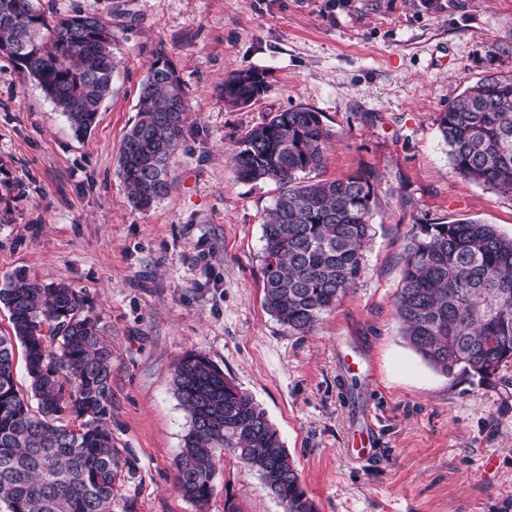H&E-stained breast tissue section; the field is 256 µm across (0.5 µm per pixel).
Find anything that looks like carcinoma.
I'll return each mask as SVG.
<instances>
[{
	"label": "carcinoma",
	"instance_id": "cac0c4a2",
	"mask_svg": "<svg viewBox=\"0 0 512 512\" xmlns=\"http://www.w3.org/2000/svg\"><path fill=\"white\" fill-rule=\"evenodd\" d=\"M0 53L40 87L78 137L95 127L111 93L112 33L98 17L46 13L37 0H0ZM268 85L224 82V102L246 105ZM120 165L130 202L146 210L170 189L169 163L191 113L180 78L151 62ZM454 169L512 197V78L489 76L440 113ZM330 133L308 108L277 112L250 129L233 156L236 177L272 181L279 194L263 224V304L292 336L313 332L354 289L372 238V177L315 180ZM404 249L395 316L410 347L445 377L485 382L512 362V237L461 219L419 224ZM12 334L0 335V512H114V485L134 463L114 446L112 351L82 292L23 270L0 287ZM24 349L31 398L17 389L15 345ZM172 386L189 425L176 484L203 504L228 449L284 512H317L294 460L253 396L202 354L177 361ZM80 421L72 429L65 421Z\"/></svg>",
	"mask_w": 512,
	"mask_h": 512
}]
</instances>
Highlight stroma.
<instances>
[{
  "label": "stroma",
  "instance_id": "1",
  "mask_svg": "<svg viewBox=\"0 0 512 512\" xmlns=\"http://www.w3.org/2000/svg\"><path fill=\"white\" fill-rule=\"evenodd\" d=\"M97 16L119 66L97 124L65 116L0 56V281L16 269L82 291L112 350V436L134 460L114 512H284L232 452L205 505L176 487L187 428L171 373L205 355L265 409L318 512H512V363L450 379L394 315L406 244L421 224L477 219L512 236V197L459 175L438 118L488 75L512 77V0H41ZM176 67L193 122L169 193L132 207L119 149L156 56ZM264 72L254 103L224 82ZM308 108L330 132L317 178L376 179L373 240L356 288L292 336L263 306L262 226L278 190L231 157L270 114ZM358 368L345 370V359ZM376 442L351 452L353 430ZM256 74L245 71L233 74L224 82V102L232 106L246 105L258 100L268 88L263 80L242 79L243 74Z\"/></svg>",
  "mask_w": 512,
  "mask_h": 512
}]
</instances>
